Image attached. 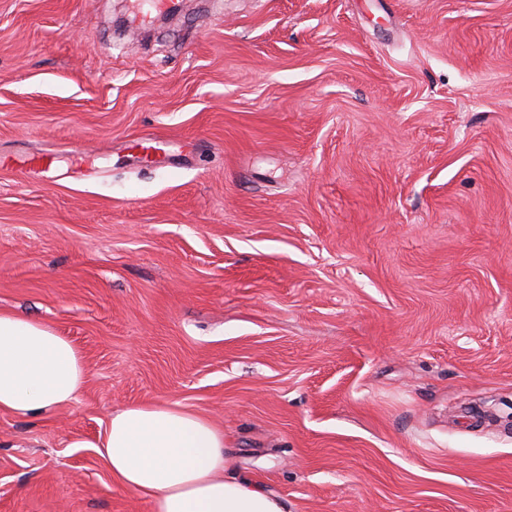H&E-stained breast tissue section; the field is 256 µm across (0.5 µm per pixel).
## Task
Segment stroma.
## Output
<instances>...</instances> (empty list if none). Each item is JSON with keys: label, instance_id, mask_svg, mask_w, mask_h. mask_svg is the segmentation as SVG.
<instances>
[{"label": "stroma", "instance_id": "1", "mask_svg": "<svg viewBox=\"0 0 512 512\" xmlns=\"http://www.w3.org/2000/svg\"><path fill=\"white\" fill-rule=\"evenodd\" d=\"M117 6L0 0V312L88 373L0 512H153L97 450L150 400L290 512H512V0Z\"/></svg>", "mask_w": 512, "mask_h": 512}]
</instances>
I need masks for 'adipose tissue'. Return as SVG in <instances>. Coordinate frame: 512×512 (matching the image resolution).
<instances>
[{
    "instance_id": "1",
    "label": "adipose tissue",
    "mask_w": 512,
    "mask_h": 512,
    "mask_svg": "<svg viewBox=\"0 0 512 512\" xmlns=\"http://www.w3.org/2000/svg\"><path fill=\"white\" fill-rule=\"evenodd\" d=\"M87 380L75 346L46 323L0 314V411L19 417L71 402ZM113 476L153 512H290L232 472L224 432L206 417L147 401L114 413L99 444Z\"/></svg>"
}]
</instances>
